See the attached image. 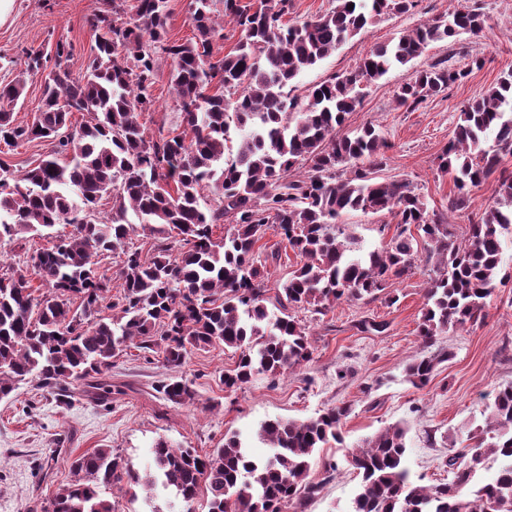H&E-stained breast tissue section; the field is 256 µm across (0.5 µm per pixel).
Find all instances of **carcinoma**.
Returning a JSON list of instances; mask_svg holds the SVG:
<instances>
[{
	"mask_svg": "<svg viewBox=\"0 0 512 512\" xmlns=\"http://www.w3.org/2000/svg\"><path fill=\"white\" fill-rule=\"evenodd\" d=\"M91 27L95 45L83 72L70 69L73 47L56 43L54 66L40 52H24L14 80L0 84V144L49 142L50 151L19 173L0 158V243L24 249L51 238L55 226L72 232L50 247L0 270V397L27 381L44 388L76 382L94 400L112 395L105 374L112 359L134 346L161 352L181 367L194 350L215 344L239 352L224 371L228 389L256 373L277 374L309 362L313 349L297 310H322L342 300L374 299L419 260L433 266L418 325L421 352L405 367L417 388L452 359L426 354L448 330L486 316L496 288L502 236L512 232V172L500 168L512 154V72L460 113L438 169L456 192L448 212L428 209L406 179L381 180L391 145L365 125L336 136L360 106L363 87L420 57L437 41L481 36L485 14L473 5L448 9L394 43L380 44L352 72L317 84L302 98L288 87L382 12L406 14L418 0H336L333 11L288 23L291 0H261L252 10L224 0V17L239 33L222 54L214 38L220 23L210 0H194L193 39L167 38V0H104ZM170 67V93L180 107L181 131L160 125L149 135L139 122L153 106L150 88L159 60ZM45 74L42 105L30 121L16 117L27 79ZM463 76L428 63L400 86L396 102L411 109L445 92ZM76 112L86 116L72 122ZM239 132L232 144L230 129ZM495 133L494 139L488 134ZM307 166L303 178L288 179ZM498 175V198L469 225L459 242L448 213L469 207L471 189ZM214 203L203 206L201 191ZM112 200L107 216L101 199ZM349 211L390 214L395 233L378 250L362 252L342 223ZM224 225V237L213 228ZM274 227L297 258L268 310V270L257 243ZM140 235L151 255L128 245ZM424 249L425 256L419 255ZM124 255L112 277L100 258ZM39 280L41 287H33ZM166 401L192 403L195 392L177 380L162 386ZM349 410L336 405L306 420L266 421L258 435L273 454L251 455L236 434L200 455L159 440L154 468L139 472L110 448L70 462L74 479L44 512H113L105 493L114 487L173 489L184 502L206 491L208 512H304L320 483L307 481L319 448L344 444ZM405 429L389 425L350 449L349 467L361 477L351 512H512V385L500 387L485 415L482 437L448 456V482L417 485L405 466ZM493 478L475 484L489 459Z\"/></svg>",
	"mask_w": 512,
	"mask_h": 512,
	"instance_id": "1",
	"label": "carcinoma"
}]
</instances>
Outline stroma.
Listing matches in <instances>:
<instances>
[{
	"mask_svg": "<svg viewBox=\"0 0 512 512\" xmlns=\"http://www.w3.org/2000/svg\"><path fill=\"white\" fill-rule=\"evenodd\" d=\"M486 23L480 38L461 36L448 43L435 42L413 62L391 69L364 90L361 105L347 114L341 127L349 132L373 124L390 144L388 162L380 178L405 179L426 200L429 208L448 212L457 240L466 239L469 226L497 197L496 179H488L471 193L468 209L448 211L454 186L438 168V156L453 135L464 106L512 72V0H480ZM102 0H13L0 23V56L14 58L34 50L53 55L57 41L75 48L70 67L83 71L94 32L88 20ZM448 11V0H419L407 14L385 13L346 41L316 66L302 72L293 92L306 90L335 75L354 70L374 46L398 39L428 19ZM442 60L448 68L465 71V78L444 93L410 109L396 102V92L414 71ZM154 104L140 121L151 131L175 128L179 107L169 89V67L160 64L152 86ZM343 221L358 238L363 251L384 246L394 233L393 216L352 211ZM501 274L485 319L440 336L436 350L453 353L441 363L422 389L405 378L406 361L419 351L417 327L424 305L423 289L432 275L430 266L418 264L412 274L394 280L385 298L341 301L314 314L299 311L313 347L310 362L277 375H255L240 389L226 390L220 380L233 366V349L215 346L192 353L179 368L164 366L161 356L136 348L114 358L109 375L121 394L101 404L70 385L71 404L63 406L55 391L36 382L20 384L0 399V512H35L72 474V458L97 448L119 452L142 470L152 462L151 447L158 439L174 446L211 452L236 433L257 457L269 450L258 438L270 419L304 420L320 410L345 405L350 414L343 425L345 445L323 448L314 454L310 481L323 487L310 500L306 512H350L360 479L349 468L347 446L356 444L385 426L401 423L407 429L406 466L414 483L434 485L447 481L445 462L450 450L466 446L467 433L482 425L485 405L494 389L512 384V241H506ZM386 323L380 334L363 333L360 321ZM191 382L194 403L163 405L161 384ZM336 464L328 472V464ZM115 512H183L184 504L164 491L113 490Z\"/></svg>",
	"mask_w": 512,
	"mask_h": 512,
	"instance_id": "1",
	"label": "stroma"
}]
</instances>
